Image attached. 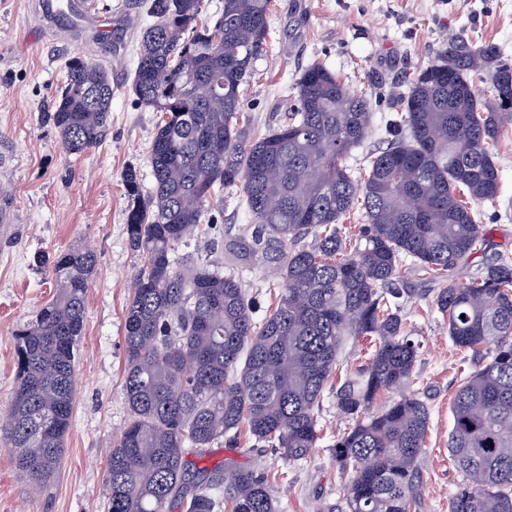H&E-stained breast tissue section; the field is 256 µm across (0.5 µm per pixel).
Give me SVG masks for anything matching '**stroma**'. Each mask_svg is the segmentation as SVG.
Wrapping results in <instances>:
<instances>
[{"label": "stroma", "mask_w": 512, "mask_h": 512, "mask_svg": "<svg viewBox=\"0 0 512 512\" xmlns=\"http://www.w3.org/2000/svg\"><path fill=\"white\" fill-rule=\"evenodd\" d=\"M92 16L110 27L69 31L60 13L49 29L40 0H0V197L10 198L19 222L0 235V415L8 411L16 372L13 333L34 318L56 293L44 256L75 246L95 248L98 263L85 303V334L76 363V400L65 452L55 475L34 486L0 447V512H107V450L129 421L122 382L124 319L130 283L142 253L128 241L126 169L140 173L142 195L153 187L148 152L158 112L141 105L131 89L140 31L150 22L146 0H83ZM496 44L512 61V0H272L263 52L240 93V110L250 132L265 134L294 108V85L312 63L324 64L351 90L365 93L372 110L371 132L349 156L356 175L388 145L386 118L401 111L411 78L433 64L451 38ZM100 63L112 75V116L100 145L83 155L67 154L45 110L64 85L65 64L75 55ZM500 191L495 203L480 205L486 228L484 251L460 265L454 277L468 281L490 255L512 256V124L494 149ZM214 232L189 238L184 248L215 259L225 233H238L251 219L241 188L225 189L212 208ZM405 315L422 343L415 366L416 387L430 410L429 431L419 460L423 512H448V499L463 476L448 453L451 403L475 365L471 353L449 339L430 302L407 304ZM339 379L328 383L322 402V438L309 457L285 463L274 449L226 447L217 441L205 457L188 450L196 467L225 459L265 468L280 512H345L342 480L331 446L348 421L336 409Z\"/></svg>", "instance_id": "obj_1"}]
</instances>
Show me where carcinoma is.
I'll return each mask as SVG.
<instances>
[{"label":"carcinoma","instance_id":"obj_1","mask_svg":"<svg viewBox=\"0 0 512 512\" xmlns=\"http://www.w3.org/2000/svg\"><path fill=\"white\" fill-rule=\"evenodd\" d=\"M270 2L224 0L212 26L199 21L203 0L148 4L153 22L132 89L160 121L150 195L141 197L136 170L123 174L127 235L145 264L126 307L130 419L108 454V512H279L265 469L227 459L192 472L185 448L203 455L221 438L235 448L244 433L287 464L307 459L338 354L346 338L362 336L378 341L372 358L336 390L350 421L332 447L348 477L347 512H422L430 413L413 389L421 344L404 307L427 298L456 347L482 358L451 405L448 448L464 480L448 512H512V258L497 254L471 280L450 279L484 241L476 206L499 195L491 147L512 123V63L493 43L445 42L387 121L390 148L356 178L346 160L370 129V102L325 65L304 70L285 123L255 139L240 120V88L264 50ZM481 73L489 98L472 84ZM112 93L105 68L69 60L50 114L68 153L103 141ZM238 185L251 232L224 241L228 261L179 255L212 226L216 193ZM358 205L365 224L350 249L340 221ZM266 261L278 264L281 292L259 316L242 280ZM406 262L436 287H396ZM96 263L90 249L43 259L56 296L13 334L16 386L0 445L38 486L56 472L71 427Z\"/></svg>","mask_w":512,"mask_h":512}]
</instances>
